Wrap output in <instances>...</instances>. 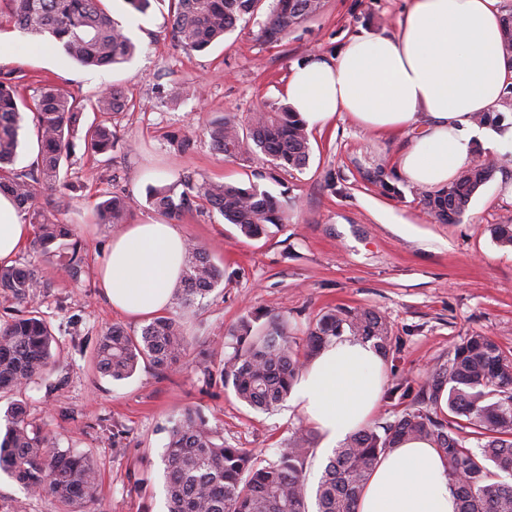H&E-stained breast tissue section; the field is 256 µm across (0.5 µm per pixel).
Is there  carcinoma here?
Masks as SVG:
<instances>
[{"label":"carcinoma","mask_w":512,"mask_h":512,"mask_svg":"<svg viewBox=\"0 0 512 512\" xmlns=\"http://www.w3.org/2000/svg\"><path fill=\"white\" fill-rule=\"evenodd\" d=\"M262 0H170L171 37L186 52H200L224 38L236 23L257 14ZM322 0H276L264 37L277 42L304 20L317 14ZM22 33L51 39L66 55L90 68L111 67L129 61L136 44L112 18L104 0H0V20ZM502 54L512 64V13L503 19ZM22 76L15 68L0 66V192L9 194L34 225V244L44 258L58 257L73 281H79L86 253L73 225L61 219L69 208L65 194L55 201L49 216L35 207L39 190H55L62 182V165L74 154L73 137L81 134L96 155L114 148L112 128L104 123H83L86 109L122 112L127 99L109 87L94 96L78 98L54 84H45L30 98L20 93ZM33 114L39 151L24 170L14 168L20 147L22 112ZM215 147L227 157L262 154L276 169H300L310 156L306 122L289 107L255 112L246 127L230 119L210 126ZM496 166L486 162L464 168L447 186L427 191L423 202L442 224L460 219L476 192L494 176ZM183 190L151 186L148 201L168 218L207 203L240 232L253 238L268 224L288 223V210L254 184L227 182L196 184L186 176ZM136 200L115 194L98 208L97 222L119 224ZM178 304L190 309L224 281V270L202 246L190 243ZM50 284L31 264L0 266V292L25 305V310L0 326V392L21 391L43 379L52 366L56 342L49 322L32 301ZM240 318L227 330L233 352L213 369L198 366L207 386L232 387L249 407L267 411L284 401L304 368L295 351L288 320L280 313ZM375 341L382 355L390 348L386 319L373 309H332L316 321L305 338L307 359L343 335ZM188 339L179 323L159 316L140 335L118 328L98 339L95 362L114 380L130 377L138 364L148 361L164 369L184 353ZM448 393V412L466 423L434 415ZM419 402L427 408L407 409L382 427L367 426L334 449L315 490L316 512H357L360 494L378 459L403 440H428L448 460V478L457 487V512H512V484L494 480L496 472L512 476V359L503 355L489 337L463 338L453 357L433 368ZM312 430L295 429L288 447L274 459L261 458L245 448L224 444V436L209 425L198 410L186 409L168 427L165 458L169 512H309L306 462ZM476 440V447L469 446ZM0 471L11 474L26 489L46 494L61 512H86L94 501L99 474L87 455L57 448L47 433L29 427L23 405L7 412V426L0 439Z\"/></svg>","instance_id":"carcinoma-1"}]
</instances>
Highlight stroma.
<instances>
[{
  "label": "stroma",
  "instance_id": "obj_1",
  "mask_svg": "<svg viewBox=\"0 0 512 512\" xmlns=\"http://www.w3.org/2000/svg\"><path fill=\"white\" fill-rule=\"evenodd\" d=\"M107 6L139 47L130 62L111 68L87 69L19 30L0 32L7 50L0 64L19 68L23 85L35 88L47 80L80 95L118 86L127 96L124 112L85 115L112 127V153L93 157L79 143L71 158L65 220L77 228L90 261L103 254L115 230L96 221L108 195L137 199L125 218L136 224L155 214L146 201L149 187L182 176L256 184L287 202L290 219L248 238L216 211L183 214L179 228L223 267L224 280L195 308L170 305L169 315L189 340L177 364L160 370L143 363L120 381L97 368V338L113 326L140 333L143 320L113 312L93 271L76 283L40 259L32 245L21 249L17 262L36 263L50 283L37 306L57 343L49 378L0 395V430L7 409L19 402L28 421L49 432L60 449L91 457L100 481L90 512H167L166 427L188 408L217 426L225 444L269 459L287 447L291 432L304 423L290 402L254 411L232 389L205 388L196 370L203 359L221 366L228 327L255 311L287 314L299 351L309 326L331 308L383 315L391 350L382 359L386 392L371 418L375 424L416 406L431 369L447 361L461 337L485 334L512 357V248L494 235L496 227L512 226L511 93L498 101L501 122L485 128L495 147L477 140L470 153L474 162L496 161L495 175L454 224L437 223L420 187L398 173L410 135L372 131L343 114L310 128L304 168L281 171L261 156L225 157L208 134L213 121L231 117L244 124L252 113L286 105L290 69L308 56H335L356 35L396 34L409 0H323L317 15L274 43L263 36L274 0H263L253 19L192 54L167 34V0H156L145 15L130 13L124 0H108ZM186 83L200 84L199 98L180 96ZM177 135L189 136L193 149L178 152L171 142ZM384 180L396 193L383 192ZM116 430L122 438H113ZM0 512H60V506L0 472Z\"/></svg>",
  "mask_w": 512,
  "mask_h": 512
}]
</instances>
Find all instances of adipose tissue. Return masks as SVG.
<instances>
[{
	"label": "adipose tissue",
	"mask_w": 512,
	"mask_h": 512,
	"mask_svg": "<svg viewBox=\"0 0 512 512\" xmlns=\"http://www.w3.org/2000/svg\"><path fill=\"white\" fill-rule=\"evenodd\" d=\"M496 0H411L391 37L356 36L336 57L295 65L288 105L308 126L336 113L363 127L409 131L399 158L412 184L438 189L468 159L480 130L474 119L492 111L508 73L501 58ZM32 234L13 201L0 194V264L12 263ZM186 238L158 219L113 233L97 266L98 285L114 311L132 318L163 313L183 273ZM382 362L370 343L343 337L315 356L295 385L291 403L326 447L363 428L380 399ZM448 463L425 440L388 450L375 465L358 512H456Z\"/></svg>",
	"instance_id": "ef3b65f1"
}]
</instances>
